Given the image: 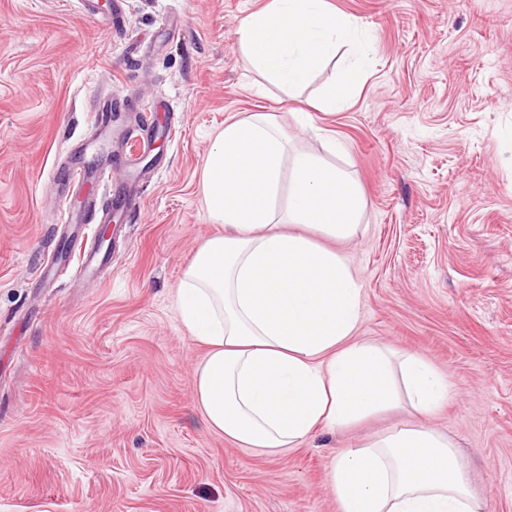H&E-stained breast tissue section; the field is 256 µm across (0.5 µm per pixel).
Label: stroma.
Segmentation results:
<instances>
[{
	"label": "stroma",
	"instance_id": "obj_1",
	"mask_svg": "<svg viewBox=\"0 0 512 512\" xmlns=\"http://www.w3.org/2000/svg\"><path fill=\"white\" fill-rule=\"evenodd\" d=\"M268 0H122L114 26L78 0H0V512H339L334 456L401 423L456 445L485 512H512V0H327L372 46L346 48L289 99L255 94L241 19ZM179 36L168 33L171 22ZM348 82L336 112L315 109ZM112 104L113 187L145 102L164 104L140 209L112 256L78 280L54 176ZM266 112L291 147L346 168L364 200L354 236L318 244L361 290L357 341L419 355L447 381L434 414L391 409L295 448L209 432L193 400L206 349L175 310L198 247L220 231L203 201L228 118Z\"/></svg>",
	"mask_w": 512,
	"mask_h": 512
}]
</instances>
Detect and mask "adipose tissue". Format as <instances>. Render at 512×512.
<instances>
[{"label":"adipose tissue","instance_id":"1","mask_svg":"<svg viewBox=\"0 0 512 512\" xmlns=\"http://www.w3.org/2000/svg\"><path fill=\"white\" fill-rule=\"evenodd\" d=\"M250 66L295 97L337 47L357 69L370 47L326 0H271L237 31ZM287 209H280V195ZM204 203L222 234L205 241L176 291L182 326L207 349L194 382L205 428L247 448H293L385 407L430 414L448 385L415 354L354 341L360 290L336 251L292 232L353 234L364 202L352 175L303 151L269 115L225 122L207 157ZM340 512H483L454 443L402 425L335 457Z\"/></svg>","mask_w":512,"mask_h":512}]
</instances>
